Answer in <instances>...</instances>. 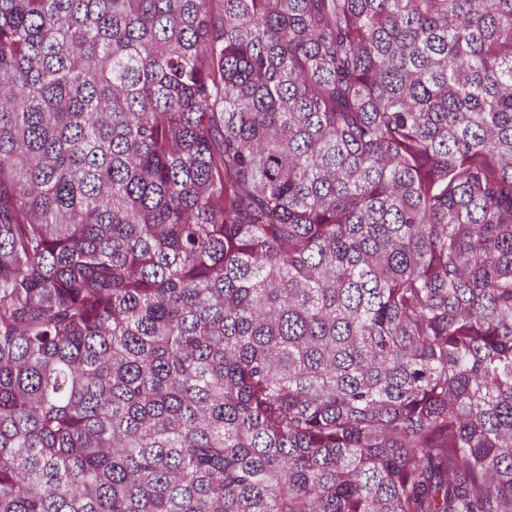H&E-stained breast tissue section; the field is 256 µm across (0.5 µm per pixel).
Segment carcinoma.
Instances as JSON below:
<instances>
[{"instance_id": "cac0c4a2", "label": "carcinoma", "mask_w": 512, "mask_h": 512, "mask_svg": "<svg viewBox=\"0 0 512 512\" xmlns=\"http://www.w3.org/2000/svg\"><path fill=\"white\" fill-rule=\"evenodd\" d=\"M0 512H512V0H0Z\"/></svg>"}]
</instances>
